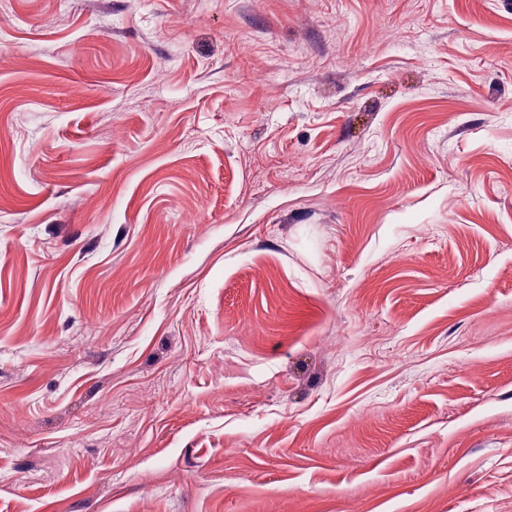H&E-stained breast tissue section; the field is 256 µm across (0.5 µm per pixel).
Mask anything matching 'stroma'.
<instances>
[{"label": "stroma", "instance_id": "obj_1", "mask_svg": "<svg viewBox=\"0 0 512 512\" xmlns=\"http://www.w3.org/2000/svg\"><path fill=\"white\" fill-rule=\"evenodd\" d=\"M512 512V0H0V512Z\"/></svg>", "mask_w": 512, "mask_h": 512}]
</instances>
